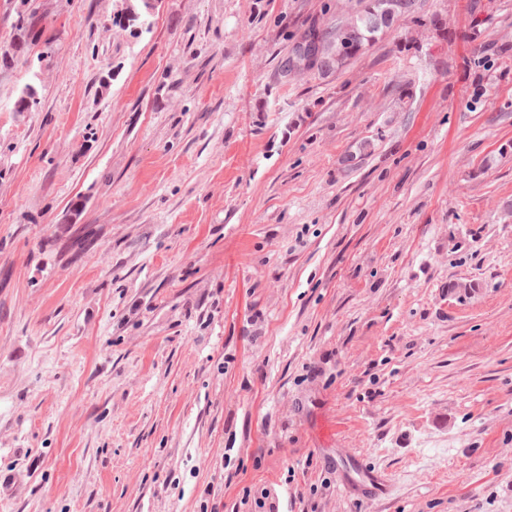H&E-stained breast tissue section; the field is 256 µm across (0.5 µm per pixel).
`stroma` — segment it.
Returning <instances> with one entry per match:
<instances>
[{"label": "stroma", "mask_w": 512, "mask_h": 512, "mask_svg": "<svg viewBox=\"0 0 512 512\" xmlns=\"http://www.w3.org/2000/svg\"><path fill=\"white\" fill-rule=\"evenodd\" d=\"M359 7L0 0V512H512V0ZM389 2L392 0L371 1L370 6L362 13L345 21L337 22L334 27L327 28L323 37H319L322 65L328 66L333 61L338 63L369 46L372 44L374 33L378 31L380 24H391L398 17L409 13L413 6V0H401L402 7L391 14L386 22L374 25L373 19L389 7ZM315 39L309 38L307 41H305V50H304V60L303 62H293L292 64L288 65V63L291 61V54L294 51V48L291 50V52L288 53L286 57H283L280 62V70L282 69L283 62L288 60V63L283 67V74L288 77V73L292 72L296 69H304L306 67H317L320 66V54L315 50ZM349 485L367 500L376 501L386 493V483L379 475L366 470L361 464L349 462L344 470Z\"/></svg>", "instance_id": "stroma-1"}]
</instances>
